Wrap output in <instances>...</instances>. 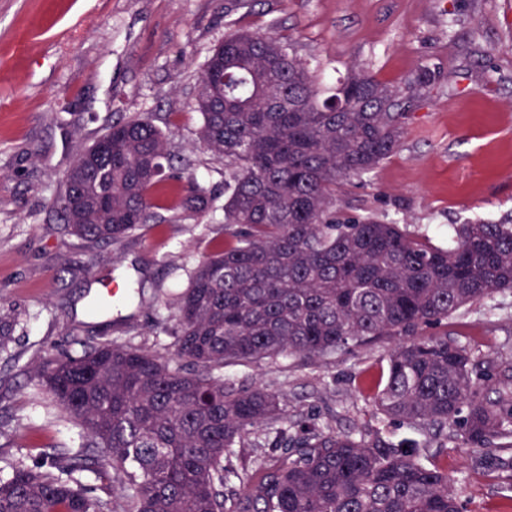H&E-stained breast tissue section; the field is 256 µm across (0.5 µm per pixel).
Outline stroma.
Here are the masks:
<instances>
[{
    "label": "stroma",
    "instance_id": "1",
    "mask_svg": "<svg viewBox=\"0 0 512 512\" xmlns=\"http://www.w3.org/2000/svg\"><path fill=\"white\" fill-rule=\"evenodd\" d=\"M224 5L0 0V313L18 320L0 350L2 480L14 461L33 466L46 448L76 449L83 441L77 422L48 405L27 364L81 354L102 337L172 353L173 336L153 325L189 288L214 239L224 237L223 199L94 255L59 232L55 199L79 148L113 115L145 112L189 153L198 181L221 188L222 163L198 141L194 101L203 64L225 35L272 32L323 79L355 70L400 86L418 69L436 72L398 149L338 190L342 213L406 225L442 247L450 225L512 214V0H250L230 15ZM87 261L92 271H84ZM110 282L143 288L144 297L89 315ZM448 334L478 361L512 351V294L462 308ZM393 344L382 338L317 361L230 364L224 379L284 392L292 415L416 441L417 431L382 421L357 390ZM439 461L458 478L467 512H512V470L477 467L473 452L454 442Z\"/></svg>",
    "mask_w": 512,
    "mask_h": 512
}]
</instances>
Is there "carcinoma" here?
<instances>
[{"instance_id": "obj_1", "label": "carcinoma", "mask_w": 512, "mask_h": 512, "mask_svg": "<svg viewBox=\"0 0 512 512\" xmlns=\"http://www.w3.org/2000/svg\"><path fill=\"white\" fill-rule=\"evenodd\" d=\"M435 78L423 68L402 86L365 72L323 84L273 33L225 36L195 108L200 143L224 162L229 240L199 261L174 306V357L104 338L32 366L84 442L33 467L16 462L0 480V512H464L458 479L431 449L459 441L482 461L512 449V395H488L499 364L474 361L448 320L512 293V222L461 224L443 248L336 210V186L395 152ZM73 166L60 229L89 247L212 202L150 113L113 120ZM392 336L409 340L359 391L424 444L307 424L276 393L221 374ZM263 428L285 455L234 465Z\"/></svg>"}]
</instances>
